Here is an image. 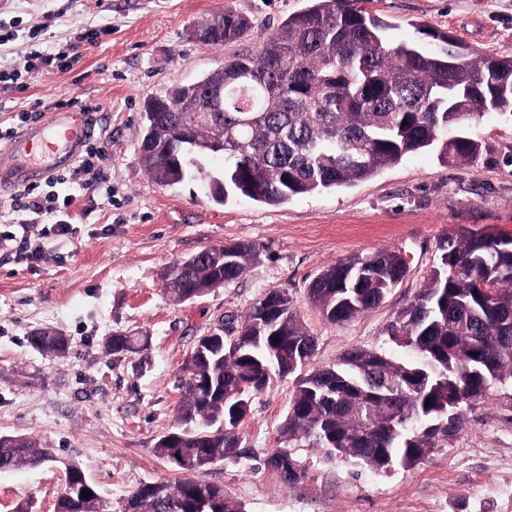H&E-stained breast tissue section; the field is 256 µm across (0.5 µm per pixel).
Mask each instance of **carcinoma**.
Segmentation results:
<instances>
[{"instance_id":"carcinoma-1","label":"carcinoma","mask_w":512,"mask_h":512,"mask_svg":"<svg viewBox=\"0 0 512 512\" xmlns=\"http://www.w3.org/2000/svg\"><path fill=\"white\" fill-rule=\"evenodd\" d=\"M267 36L254 54L230 52L224 65L192 85L174 86L145 103L142 163L161 186L209 180L208 153L189 149V139L224 140V170L209 198L227 204L238 198L276 206L306 194L348 188L433 150L456 167L474 166L486 150L469 132L489 112L512 111V55H498L458 42L439 49L398 41L396 26L365 4L373 0H306ZM252 28L231 8L199 26L194 38L230 47ZM224 86V111L195 121L177 111L181 97L203 96ZM456 134L448 136V129ZM436 266L411 303L387 326L392 351L354 347L334 366L309 369L316 341L294 310L288 293L279 299L278 326L264 331L258 307L231 328L237 344L205 363L189 357L188 378L178 409L175 452L226 457L238 443L236 430L250 412L252 397L270 381L265 367L298 378L282 436L305 440L354 465L387 472L409 470L442 448L459 430L466 412L484 403L496 384L512 379V238L491 231L453 229L438 242ZM230 255V268L224 257ZM260 248L237 241L208 249L204 259L180 260L168 269L165 293L175 303L199 288L212 290L240 278L258 260ZM408 273L395 249L340 260L308 285L310 303L333 324H344L377 308ZM282 337V357L265 359L272 337ZM307 344L300 355L295 344ZM31 345L54 352L68 346L61 335L30 337ZM141 345L115 333L107 349L120 354ZM392 378L386 396L370 378ZM430 406H425V402ZM226 422L230 432L221 429ZM52 458L47 448L24 436L0 439V470L37 466ZM267 465L290 485L304 468L290 450L271 455ZM56 512H106L98 488L76 464ZM205 488L225 512L224 489L195 480L175 486L136 488L129 499H152L149 512H200L196 494Z\"/></svg>"}]
</instances>
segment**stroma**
Returning a JSON list of instances; mask_svg holds the SVG:
<instances>
[{"label":"stroma","mask_w":512,"mask_h":512,"mask_svg":"<svg viewBox=\"0 0 512 512\" xmlns=\"http://www.w3.org/2000/svg\"><path fill=\"white\" fill-rule=\"evenodd\" d=\"M305 0H0V71L20 73L25 91L0 85V128L16 126L36 102L71 98L98 110L96 140L112 154L99 179L41 183L39 192L74 195L70 235L40 258L0 248V435L27 436L55 462L0 470V512L30 503L55 512L65 466L76 463L109 512H124L144 483L184 479L221 486L244 512H512V381L467 413L462 430L430 459L405 471L374 472L299 442L304 478L286 486L267 464L282 448L281 428L294 377L274 379L253 396L238 430L239 454L182 470L157 457L158 439L178 425L186 361L199 336L245 313L269 290H286L317 350L314 366L334 364L360 346L390 348L386 328L437 263V242L463 225L512 237V112L473 122L487 150L472 168L411 155L350 188L267 206L208 199L203 182L163 187L140 158L145 101L191 84L224 63V48L200 43L193 28L226 8L250 17L239 43L256 51ZM395 37L434 47L418 25L464 43L512 55V0H374ZM78 55L70 70L36 61V45ZM245 240L258 263L235 281L176 304L163 275L176 260ZM398 249L408 275L383 303L342 325L311 307L307 286L326 266L353 255ZM39 330L63 334L65 355L32 347ZM147 337L146 349L115 354L114 332Z\"/></svg>","instance_id":"1"}]
</instances>
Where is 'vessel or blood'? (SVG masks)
Instances as JSON below:
<instances>
[{
  "label": "vessel or blood",
  "instance_id": "vessel-or-blood-1",
  "mask_svg": "<svg viewBox=\"0 0 512 512\" xmlns=\"http://www.w3.org/2000/svg\"><path fill=\"white\" fill-rule=\"evenodd\" d=\"M97 114L76 106L52 108L45 119L24 126L6 144L0 190L30 186L77 163L95 134Z\"/></svg>",
  "mask_w": 512,
  "mask_h": 512
}]
</instances>
